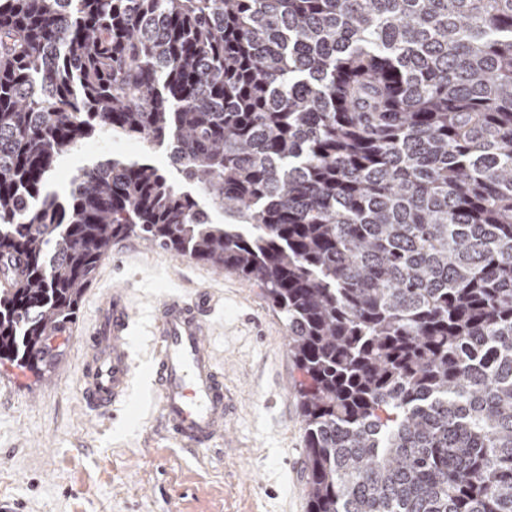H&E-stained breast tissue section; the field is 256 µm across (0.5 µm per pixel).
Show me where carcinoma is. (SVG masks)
I'll return each mask as SVG.
<instances>
[{
  "instance_id": "carcinoma-1",
  "label": "carcinoma",
  "mask_w": 512,
  "mask_h": 512,
  "mask_svg": "<svg viewBox=\"0 0 512 512\" xmlns=\"http://www.w3.org/2000/svg\"><path fill=\"white\" fill-rule=\"evenodd\" d=\"M132 235L284 316L308 512H512V0H0V362ZM149 148L150 145L146 142L112 138L111 134L104 133L60 157L55 170L49 176L48 183L60 195H65L69 192L71 182L80 168L112 158L137 159L148 156L158 165L167 167L169 159L166 152Z\"/></svg>"
}]
</instances>
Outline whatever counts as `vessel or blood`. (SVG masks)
<instances>
[{
	"label": "vessel or blood",
	"instance_id": "1",
	"mask_svg": "<svg viewBox=\"0 0 512 512\" xmlns=\"http://www.w3.org/2000/svg\"><path fill=\"white\" fill-rule=\"evenodd\" d=\"M209 297H165L155 312L154 384L161 422L170 437L187 449L225 438L233 401L224 388L207 342L204 316ZM132 310L123 293H113L97 311L87 332V356L80 374L88 407L111 412L130 395L134 361L129 344Z\"/></svg>",
	"mask_w": 512,
	"mask_h": 512
}]
</instances>
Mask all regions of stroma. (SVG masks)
<instances>
[{
    "label": "stroma",
    "instance_id": "stroma-1",
    "mask_svg": "<svg viewBox=\"0 0 512 512\" xmlns=\"http://www.w3.org/2000/svg\"><path fill=\"white\" fill-rule=\"evenodd\" d=\"M146 155L169 163L148 143L105 133L60 157L48 183L64 195L82 167ZM120 288L142 317L174 292L212 294L208 343L235 403L228 444L180 448L138 386L115 415L86 406L81 335ZM68 327L41 376L0 363V512H307L298 373L285 322L255 284L132 237L98 266Z\"/></svg>",
    "mask_w": 512,
    "mask_h": 512
}]
</instances>
